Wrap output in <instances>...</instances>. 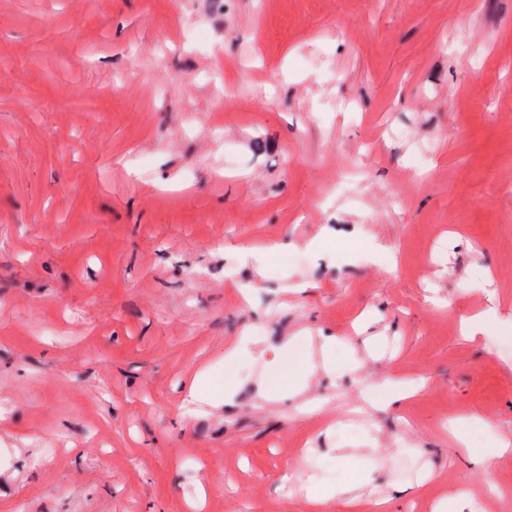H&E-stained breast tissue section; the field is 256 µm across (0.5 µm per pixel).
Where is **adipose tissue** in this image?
Listing matches in <instances>:
<instances>
[{"instance_id":"adipose-tissue-1","label":"adipose tissue","mask_w":512,"mask_h":512,"mask_svg":"<svg viewBox=\"0 0 512 512\" xmlns=\"http://www.w3.org/2000/svg\"><path fill=\"white\" fill-rule=\"evenodd\" d=\"M309 339L305 336H294L288 339L275 352L270 367L276 373L272 383L261 384L260 394L268 400H281L286 398H300V411L314 414L320 411L322 403L316 399H303L302 394L308 387L310 377L316 369L327 372L358 373L363 360L357 354H349L342 362L330 359L329 353L335 347V338H325L322 344L324 358L321 363H314L308 349ZM369 478L365 475L355 477L345 485H332L306 480L301 489L313 512H322L323 507L330 502H339L354 508L360 501L356 497V490L368 485Z\"/></svg>"}]
</instances>
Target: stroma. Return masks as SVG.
<instances>
[{"instance_id": "35a3bbf8", "label": "stroma", "mask_w": 512, "mask_h": 512, "mask_svg": "<svg viewBox=\"0 0 512 512\" xmlns=\"http://www.w3.org/2000/svg\"><path fill=\"white\" fill-rule=\"evenodd\" d=\"M223 2L0 0V512H310L364 468L386 512H512L473 459L512 440V0ZM246 331L365 366L306 415L225 366ZM495 312L493 309L483 311L477 315L461 320V331L467 339L474 340L478 335L485 333L493 318ZM425 389L424 380L400 382L386 381L371 389L366 396L368 403L375 409L386 410L398 407L401 402L417 396Z\"/></svg>"}]
</instances>
